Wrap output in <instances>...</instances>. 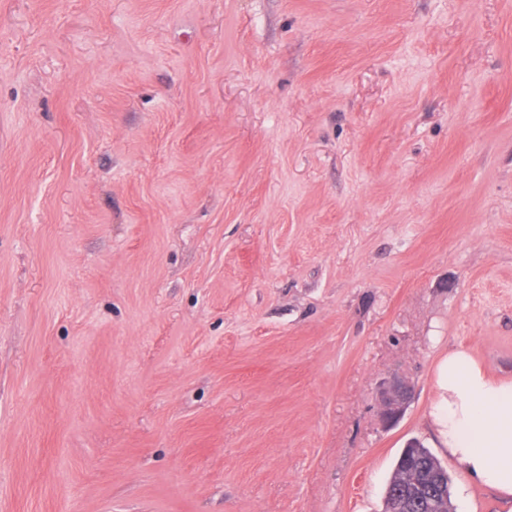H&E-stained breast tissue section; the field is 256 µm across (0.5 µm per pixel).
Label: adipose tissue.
Masks as SVG:
<instances>
[{"instance_id":"obj_1","label":"adipose tissue","mask_w":512,"mask_h":512,"mask_svg":"<svg viewBox=\"0 0 512 512\" xmlns=\"http://www.w3.org/2000/svg\"><path fill=\"white\" fill-rule=\"evenodd\" d=\"M431 417L464 474L512 499V382L491 377L465 350L449 351L437 367Z\"/></svg>"}]
</instances>
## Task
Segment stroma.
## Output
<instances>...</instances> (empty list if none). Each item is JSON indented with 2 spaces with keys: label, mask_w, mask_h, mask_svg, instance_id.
Returning <instances> with one entry per match:
<instances>
[{
  "label": "stroma",
  "mask_w": 512,
  "mask_h": 512,
  "mask_svg": "<svg viewBox=\"0 0 512 512\" xmlns=\"http://www.w3.org/2000/svg\"><path fill=\"white\" fill-rule=\"evenodd\" d=\"M457 348L512 381V0H0V512H382L414 438L512 512ZM431 417L441 444L470 479L512 498V382L491 377L470 353L449 350L436 371ZM413 388L403 379L393 378L380 390V417L382 423L390 425L395 423L408 405Z\"/></svg>",
  "instance_id": "stroma-1"
}]
</instances>
